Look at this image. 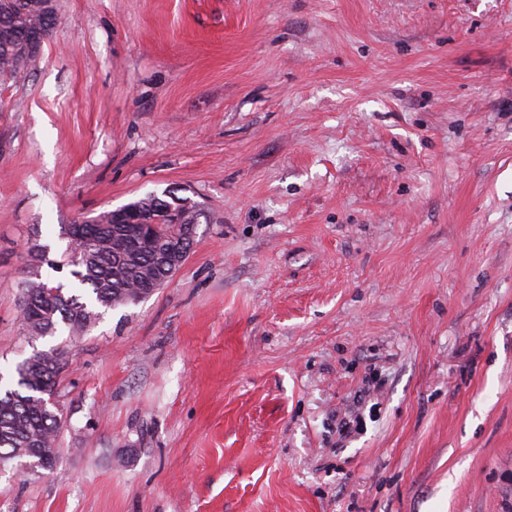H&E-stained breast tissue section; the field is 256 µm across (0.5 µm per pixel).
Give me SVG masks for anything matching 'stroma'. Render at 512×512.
I'll use <instances>...</instances> for the list:
<instances>
[{
	"mask_svg": "<svg viewBox=\"0 0 512 512\" xmlns=\"http://www.w3.org/2000/svg\"><path fill=\"white\" fill-rule=\"evenodd\" d=\"M170 188L184 265L28 339L29 248ZM0 512H512V0H58L0 76ZM33 359V362L28 361ZM58 348L32 355L18 366V388L0 391V462H37L31 467L50 470L56 463L55 441L59 420L42 404L54 391L63 368ZM24 454V455H21ZM27 456V458H25ZM25 460V461H23Z\"/></svg>",
	"mask_w": 512,
	"mask_h": 512,
	"instance_id": "stroma-1",
	"label": "stroma"
}]
</instances>
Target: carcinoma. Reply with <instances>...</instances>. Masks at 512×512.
Returning a JSON list of instances; mask_svg holds the SVG:
<instances>
[{"instance_id":"1","label":"carcinoma","mask_w":512,"mask_h":512,"mask_svg":"<svg viewBox=\"0 0 512 512\" xmlns=\"http://www.w3.org/2000/svg\"><path fill=\"white\" fill-rule=\"evenodd\" d=\"M57 11L46 14L42 0H0V75L18 79L33 56L24 43L31 31L49 38ZM182 197L175 190L150 193L127 207L135 211L132 224H67L66 264L77 281L76 292L48 282L26 283L20 317L29 336H53L64 327L69 336L81 335L101 311L135 303L150 287L162 286L173 274L170 240L192 250L197 224H174L171 212ZM18 366V387L0 393V462H37L34 472L56 463L59 420L42 404L55 390L63 368L62 351L52 348L32 355Z\"/></svg>"}]
</instances>
